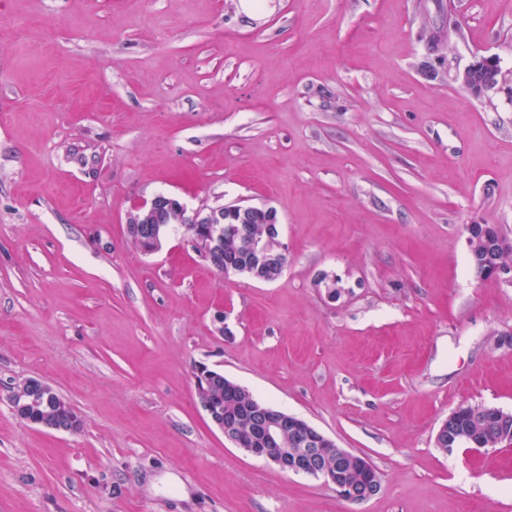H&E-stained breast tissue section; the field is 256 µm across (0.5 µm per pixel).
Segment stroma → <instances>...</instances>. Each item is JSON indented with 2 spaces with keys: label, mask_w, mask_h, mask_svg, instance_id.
<instances>
[{
  "label": "stroma",
  "mask_w": 512,
  "mask_h": 512,
  "mask_svg": "<svg viewBox=\"0 0 512 512\" xmlns=\"http://www.w3.org/2000/svg\"><path fill=\"white\" fill-rule=\"evenodd\" d=\"M453 61L512 69V0H455ZM433 0H0V512H512V446L445 454L462 406L512 412V96L429 51ZM277 208L288 265L223 275L182 232L143 253L156 194ZM341 279L340 297L316 285ZM204 364L369 458L362 503L234 447ZM53 386L82 427L10 400ZM496 72L497 61L493 56H488L487 60L484 62V66L479 77L478 74L474 75L473 72L469 70V67H466L463 70L454 67V81H456L467 92L472 94L474 90V84L476 82H478L485 75H496ZM465 232L466 243L472 256L475 257L479 251H485L484 261L478 265L475 259L471 265L477 278L485 279L512 272V254L503 259L505 263L511 265H503L497 260L499 255L512 253V239L504 236L498 226L469 224L466 225ZM57 391L38 379H26L24 384L13 387L12 404L17 416L33 425L55 432H75L81 418L73 408H67L63 415L50 417L41 413L43 405L56 396ZM463 415L464 410L462 408L454 410L448 415V419L439 427L435 441L446 453H452L454 449L464 445V442L461 440V436L454 430V424H456Z\"/></svg>",
  "instance_id": "stroma-1"
}]
</instances>
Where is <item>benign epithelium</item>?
I'll return each instance as SVG.
<instances>
[{
	"label": "benign epithelium",
	"mask_w": 512,
	"mask_h": 512,
	"mask_svg": "<svg viewBox=\"0 0 512 512\" xmlns=\"http://www.w3.org/2000/svg\"><path fill=\"white\" fill-rule=\"evenodd\" d=\"M459 22L454 12L435 27L428 30V44L441 54L438 63L445 65L453 62L451 53L444 51L451 42L452 33L457 30ZM480 76L473 74L469 68L454 69V81L471 93ZM230 214L240 224L239 234L247 251V262L231 267L233 273L246 275L254 280L266 282L264 272L272 269L283 272L286 263L287 246L281 240L280 218L275 207L265 204L200 206L188 207L178 197L159 193L151 200L144 201L136 207V213L126 225L130 238L149 245L148 252L157 251L162 246L166 234L178 224L193 225L188 234V242L199 256L218 267L217 258L224 252V233L220 224L224 223V214ZM263 219L264 233L261 236L250 233L248 224L253 219ZM466 243L471 255L485 252L484 261L472 262L471 268L476 277L485 279L501 274L511 273V265H503L497 257L512 253V239L507 238L497 226L486 224L466 225ZM220 372L200 364L195 367L194 382L198 401L211 423L224 434V438L247 454L261 458L284 472L306 475L322 480L336 492L355 502H364L377 495L381 486L375 481H368L365 486L355 488L344 480V460L351 454L346 448L336 449L335 462L329 465L322 460L323 447L332 443L327 436L311 426L302 418L280 409L264 407L253 421L257 439L253 447L247 448L237 432L235 421L224 418V411L216 405L209 394V386ZM57 394L49 384L38 379H26L24 384L12 391V404L17 416L33 425L55 432H75L79 429L81 418L73 408L57 417H50L41 412L43 405ZM464 415L459 408L448 415L436 435V443L446 453L464 445L461 436L454 430V424ZM294 436L295 447L281 448L279 441L285 431Z\"/></svg>",
	"instance_id": "obj_1"
}]
</instances>
